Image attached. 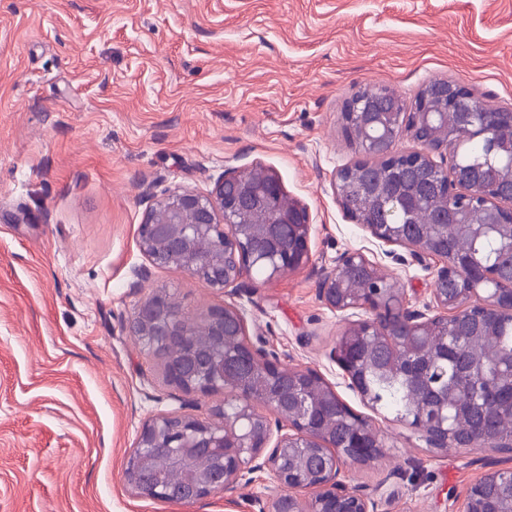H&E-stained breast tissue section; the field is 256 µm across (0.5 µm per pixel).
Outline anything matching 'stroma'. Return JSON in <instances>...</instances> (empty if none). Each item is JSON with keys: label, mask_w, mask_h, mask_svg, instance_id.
Segmentation results:
<instances>
[{"label": "stroma", "mask_w": 512, "mask_h": 512, "mask_svg": "<svg viewBox=\"0 0 512 512\" xmlns=\"http://www.w3.org/2000/svg\"><path fill=\"white\" fill-rule=\"evenodd\" d=\"M438 78L512 110V0H0V512H269L281 489L265 473L190 505L129 484L146 421L224 400L165 385L162 359L128 336L154 288L191 318L237 305L251 338L370 419L382 456L340 478L377 512H456L478 477L512 468L490 447L429 448L368 405L331 355L366 313L318 292L359 252L404 307L431 302L437 262L356 224L334 176L360 157L348 100L379 87L411 105ZM255 165L307 206L310 263L244 295L174 266L132 288L147 210Z\"/></svg>", "instance_id": "35a3bbf8"}]
</instances>
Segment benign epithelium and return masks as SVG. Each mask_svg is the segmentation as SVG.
Instances as JSON below:
<instances>
[{
	"instance_id": "1",
	"label": "benign epithelium",
	"mask_w": 512,
	"mask_h": 512,
	"mask_svg": "<svg viewBox=\"0 0 512 512\" xmlns=\"http://www.w3.org/2000/svg\"><path fill=\"white\" fill-rule=\"evenodd\" d=\"M474 93L446 79L434 80L421 93L411 112L396 108L375 98L367 100L365 110L356 112L352 102L344 113L346 125L360 117L362 127L370 131L361 152L369 157L359 166L369 167L370 159L390 171H413L430 166L440 173L441 185L448 196V212L432 220L446 224L457 218V210L470 212L463 221L471 229L486 224L512 225V164L507 176L493 184L482 185L477 193L461 195L458 181L448 176V167L439 165L433 155L450 152L447 128L434 129L426 138L418 139L420 130L430 125L433 117H448L461 112L476 126L479 134L487 133V114ZM410 133L419 149L400 152L396 142ZM347 172L344 167L335 174V186L343 210L374 238L386 245L409 249L418 259L433 258L440 263L436 271V287L432 302L425 309L394 308L401 301L397 282L379 299L358 297L348 300L342 285L336 281V270L361 261L373 266L360 253H345L335 269L320 281V296L328 306L339 311L361 309L370 317L356 320L344 330L348 336H372L391 340L393 328L405 324L412 336H426L435 323H448L464 310L504 311L512 314V292L504 298L495 284L500 282L495 268H481L462 298L448 299L444 284L462 275L460 260L448 256V250L427 248L406 238L405 225L387 219L374 222L360 206L347 199ZM286 191L277 174L262 166L247 173L226 170L213 189L205 194L190 190L173 191L146 213L138 227V245L149 266L133 271L138 287L149 278L150 268L179 266L192 278L205 282L223 293L228 288L252 290L256 281L253 267L266 262V280L299 270L310 261L311 222L308 208L290 198L288 204L271 208V218L258 224L253 219L256 200L280 199ZM208 335L224 347L227 330L236 332L239 341L230 354L211 353L200 358L174 360L166 355L173 344L189 346L195 327L185 313L171 301L165 288L152 290L134 309L126 324L129 335L137 338L151 353L164 359L166 385L182 392L208 396L221 392L233 396L238 412L233 417L219 407L206 416L160 413L144 424L135 450L127 462L128 480L140 497L172 503L191 504L226 490L230 485L254 472L267 471L278 486L285 489L273 503V512H375L374 500L361 489H350L339 479L347 462L367 463L383 453L378 432L370 421L353 413L336 395L333 387L315 369L297 368L284 376V367L276 355L262 342L248 338L247 321L234 305H215L201 317ZM351 386L367 397L365 377L359 362L349 360L341 346L333 350ZM252 366L261 371L266 389L255 393L242 384H228V366ZM331 416L351 422L355 444L336 447L335 430L323 423ZM411 425L420 429L427 444L440 451L465 448L467 444L450 439L446 431L431 429L417 419ZM201 456L218 460V471H198L179 496L171 494L160 478L144 480L145 472L159 473L179 468ZM512 480V469L485 474L472 484L459 512H486L484 493L491 477Z\"/></svg>"
}]
</instances>
